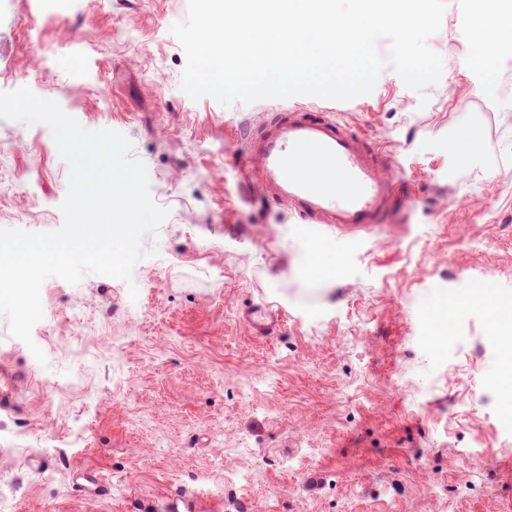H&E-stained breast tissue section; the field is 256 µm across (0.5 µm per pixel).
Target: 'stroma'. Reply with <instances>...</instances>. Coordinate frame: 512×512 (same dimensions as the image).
<instances>
[{"label": "stroma", "mask_w": 512, "mask_h": 512, "mask_svg": "<svg viewBox=\"0 0 512 512\" xmlns=\"http://www.w3.org/2000/svg\"><path fill=\"white\" fill-rule=\"evenodd\" d=\"M446 2L425 92L387 67L350 101L227 108L180 88L188 0H0V92L123 133L168 211L132 282H44L45 362L0 315V512H512V327L433 315L481 281L512 302V64L473 63L483 0ZM286 106L402 169L391 223L314 237L258 194L238 132ZM465 127L481 150L449 154ZM68 174L46 125L0 119V228L58 229ZM280 318V313L272 310L270 306L254 305L245 321L253 333L268 336L273 333Z\"/></svg>", "instance_id": "35a3bbf8"}]
</instances>
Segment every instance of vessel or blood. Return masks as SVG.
<instances>
[{"label": "vessel or blood", "instance_id": "b4317fda", "mask_svg": "<svg viewBox=\"0 0 512 512\" xmlns=\"http://www.w3.org/2000/svg\"><path fill=\"white\" fill-rule=\"evenodd\" d=\"M244 143L243 163L257 170L263 192L308 233L368 231L387 223L401 201L400 170L373 142L332 119L284 108L249 128ZM279 319L267 305L246 316L261 336L272 334Z\"/></svg>", "mask_w": 512, "mask_h": 512}]
</instances>
